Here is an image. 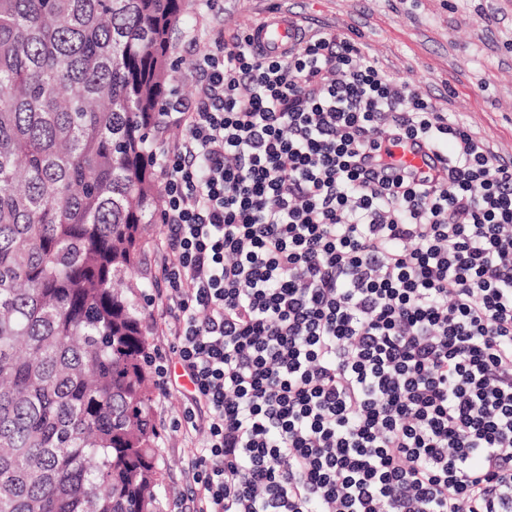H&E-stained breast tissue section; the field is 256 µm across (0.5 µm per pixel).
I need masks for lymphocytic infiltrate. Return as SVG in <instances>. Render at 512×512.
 Segmentation results:
<instances>
[{
  "instance_id": "obj_1",
  "label": "lymphocytic infiltrate",
  "mask_w": 512,
  "mask_h": 512,
  "mask_svg": "<svg viewBox=\"0 0 512 512\" xmlns=\"http://www.w3.org/2000/svg\"><path fill=\"white\" fill-rule=\"evenodd\" d=\"M161 164L188 512H512V159L349 39L216 36ZM445 153L437 174L386 146Z\"/></svg>"
}]
</instances>
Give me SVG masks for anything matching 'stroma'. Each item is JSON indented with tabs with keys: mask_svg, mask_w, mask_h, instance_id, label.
I'll return each instance as SVG.
<instances>
[{
	"mask_svg": "<svg viewBox=\"0 0 512 512\" xmlns=\"http://www.w3.org/2000/svg\"><path fill=\"white\" fill-rule=\"evenodd\" d=\"M185 3L192 27L176 31L171 49L176 97H193V62L216 33L229 39L287 15L312 31L349 38L394 81L512 157V0H217L211 10L202 0ZM183 410L178 392L154 397L165 512H174L173 492L186 480L184 456L204 445L203 437L177 430Z\"/></svg>",
	"mask_w": 512,
	"mask_h": 512,
	"instance_id": "1",
	"label": "stroma"
}]
</instances>
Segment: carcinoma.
Listing matches in <instances>:
<instances>
[{
    "label": "carcinoma",
    "instance_id": "cac0c4a2",
    "mask_svg": "<svg viewBox=\"0 0 512 512\" xmlns=\"http://www.w3.org/2000/svg\"><path fill=\"white\" fill-rule=\"evenodd\" d=\"M185 0H0V512H163L135 277Z\"/></svg>",
    "mask_w": 512,
    "mask_h": 512
}]
</instances>
